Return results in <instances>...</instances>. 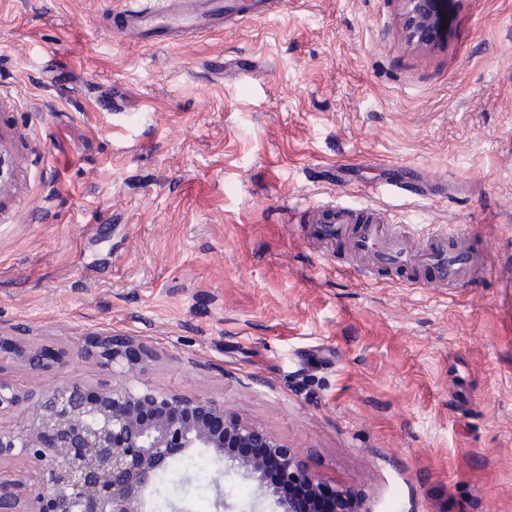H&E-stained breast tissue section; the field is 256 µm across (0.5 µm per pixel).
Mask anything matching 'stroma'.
<instances>
[{
    "label": "stroma",
    "instance_id": "stroma-1",
    "mask_svg": "<svg viewBox=\"0 0 512 512\" xmlns=\"http://www.w3.org/2000/svg\"><path fill=\"white\" fill-rule=\"evenodd\" d=\"M126 0H0V376L224 403L362 512H512V283L454 296L339 273L292 203L377 209L418 237L512 251V0H456L409 42L402 0H264L168 39ZM415 173L422 196L358 194ZM53 363L17 359L12 328ZM157 512H273L198 448Z\"/></svg>",
    "mask_w": 512,
    "mask_h": 512
}]
</instances>
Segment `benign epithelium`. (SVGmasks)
Wrapping results in <instances>:
<instances>
[{
	"instance_id": "obj_1",
	"label": "benign epithelium",
	"mask_w": 512,
	"mask_h": 512,
	"mask_svg": "<svg viewBox=\"0 0 512 512\" xmlns=\"http://www.w3.org/2000/svg\"><path fill=\"white\" fill-rule=\"evenodd\" d=\"M454 2L403 0L408 40L420 44L440 37ZM132 347L112 336L93 337L87 355L125 383L90 391L72 381L42 390L17 424L0 426V460L37 464L33 476L0 471V512H27L24 494L33 482L38 486L33 512H154L150 495L158 475L195 448L251 474L261 495L273 498L281 512H360L358 502L344 493L321 496L328 485L299 463L292 449L266 430L239 421L224 404L133 384L142 367L130 355ZM21 361L31 371L47 367L36 350L23 353ZM27 399L0 378V414ZM255 448L268 452L255 458ZM268 469L280 471L284 484L311 487L315 497L306 509L264 481Z\"/></svg>"
}]
</instances>
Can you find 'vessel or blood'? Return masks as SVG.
Returning a JSON list of instances; mask_svg holds the SVG:
<instances>
[{
  "mask_svg": "<svg viewBox=\"0 0 512 512\" xmlns=\"http://www.w3.org/2000/svg\"><path fill=\"white\" fill-rule=\"evenodd\" d=\"M123 17L125 28L147 37L202 32L222 23L226 15L224 0H162L155 6L127 0ZM304 233L328 249L352 246L364 257L363 263L352 265V272L373 283L394 273L417 284L452 291L494 278L512 264V255L507 253L493 258L472 251L466 244L467 233L460 229L421 240L384 215L360 222L353 208L338 204L313 208Z\"/></svg>",
  "mask_w": 512,
  "mask_h": 512,
  "instance_id": "obj_1",
  "label": "vessel or blood"
}]
</instances>
